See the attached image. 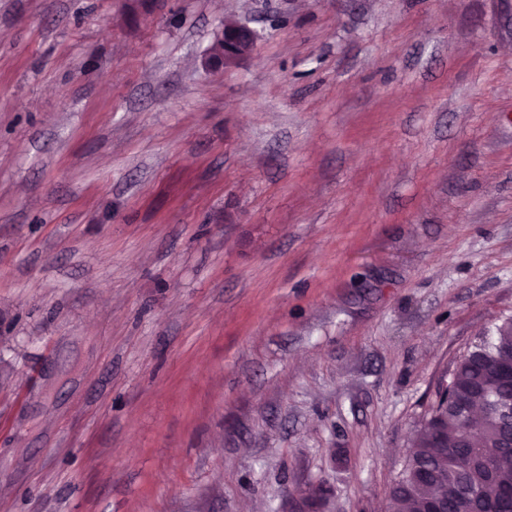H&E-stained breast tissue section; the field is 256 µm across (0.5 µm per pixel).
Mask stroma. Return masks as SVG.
Returning a JSON list of instances; mask_svg holds the SVG:
<instances>
[{
	"label": "stroma",
	"mask_w": 512,
	"mask_h": 512,
	"mask_svg": "<svg viewBox=\"0 0 512 512\" xmlns=\"http://www.w3.org/2000/svg\"><path fill=\"white\" fill-rule=\"evenodd\" d=\"M509 317L512 0H0V512H385ZM256 39L255 31L246 23H225L215 29L211 50L205 57V65L210 68H224L234 64L249 53Z\"/></svg>",
	"instance_id": "stroma-1"
}]
</instances>
